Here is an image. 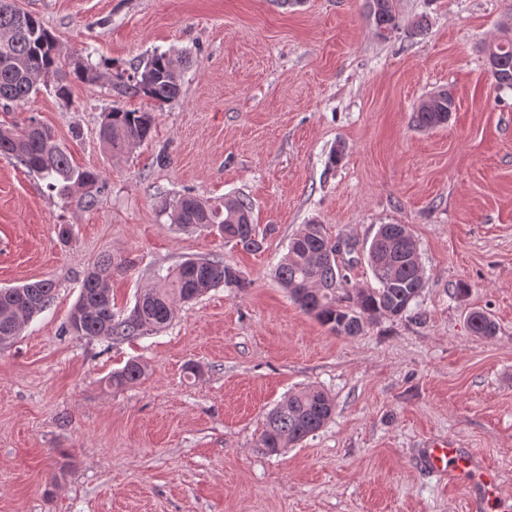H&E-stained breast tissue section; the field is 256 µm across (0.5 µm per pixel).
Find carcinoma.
<instances>
[{"label": "carcinoma", "mask_w": 512, "mask_h": 512, "mask_svg": "<svg viewBox=\"0 0 512 512\" xmlns=\"http://www.w3.org/2000/svg\"><path fill=\"white\" fill-rule=\"evenodd\" d=\"M369 16L376 35L386 39L399 26L397 0H369ZM495 86L512 89V32L493 42ZM57 75L56 97L69 103V78L92 80L91 69L79 61L60 57L56 39L40 19L20 9L16 0H0V104H17L38 93L45 76ZM181 72L165 53L154 54L127 76L126 89L159 105L178 97ZM456 111L450 92L438 90L422 98L413 112V122L422 131L448 122ZM153 113L146 110L112 108L105 113L99 129L103 147L114 155L130 152L148 141L153 132ZM0 156L13 159L47 180L50 190L63 199L80 191L94 202L102 188L100 175L75 169L67 151L52 130L29 118L22 127L0 126ZM252 204L243 196L224 198L211 206L187 193L172 202L173 223L198 229L215 226L224 239L246 250L259 248L258 231L252 223ZM367 264L375 285L359 287L348 274L350 263H338L336 244L324 227L312 219L288 243L287 252L275 267V277L304 312L338 335L354 338L378 318H397L409 311L425 286L419 248L404 224H382L366 249ZM123 267L103 258L86 274L78 302L71 311L65 333L107 342L159 332L176 316V302L195 300L221 286L237 288V272L220 260L188 259L166 275H157L156 286L141 293L124 314L112 311V295L106 283L108 270ZM55 284L39 280L18 287L0 288V343L19 335L21 326L47 309L54 299ZM473 335L489 338L496 324L483 312L469 315ZM144 375L141 364L131 361L109 377L110 385L122 388ZM333 414L329 394L317 386L295 392L266 417L258 443L262 450L276 454L294 447L321 429Z\"/></svg>", "instance_id": "obj_1"}]
</instances>
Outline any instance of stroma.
I'll return each instance as SVG.
<instances>
[{"instance_id": "35a3bbf8", "label": "stroma", "mask_w": 512, "mask_h": 512, "mask_svg": "<svg viewBox=\"0 0 512 512\" xmlns=\"http://www.w3.org/2000/svg\"><path fill=\"white\" fill-rule=\"evenodd\" d=\"M18 4L99 78L71 80L66 104L47 78L28 103L0 106V125L36 117L103 188L94 205L64 202L0 156V288L57 284L0 343V512H469L462 489L420 468L434 438L471 449L512 512V90L491 84L484 54L512 0H398L385 40L367 0ZM156 52L180 60L181 93L154 109L150 140L111 155L105 112L147 102L110 75ZM445 88L448 125L416 129L417 103ZM184 193L246 196L273 232L254 252L183 229L169 205ZM312 218L355 244L363 286V247L379 225H407L426 274L418 306L354 339L300 310L272 270ZM106 254L129 263L107 275L119 310L190 258L224 261L243 285L178 304L157 333L64 335ZM474 310L495 336L472 334ZM131 360L141 380L109 387ZM309 385L332 397V418L300 445L259 450L267 412Z\"/></svg>"}]
</instances>
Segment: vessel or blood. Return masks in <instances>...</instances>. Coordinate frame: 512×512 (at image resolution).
<instances>
[{
	"label": "vessel or blood",
	"mask_w": 512,
	"mask_h": 512,
	"mask_svg": "<svg viewBox=\"0 0 512 512\" xmlns=\"http://www.w3.org/2000/svg\"><path fill=\"white\" fill-rule=\"evenodd\" d=\"M421 463L433 473H443L469 492L471 512H489L495 498L493 473L478 466L473 453L451 444L432 443L423 448Z\"/></svg>",
	"instance_id": "vessel-or-blood-1"
}]
</instances>
